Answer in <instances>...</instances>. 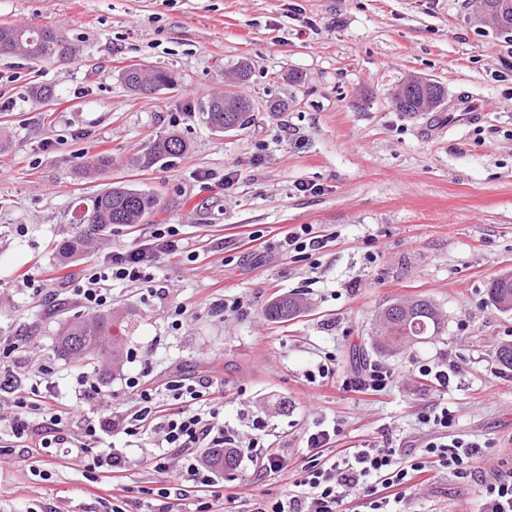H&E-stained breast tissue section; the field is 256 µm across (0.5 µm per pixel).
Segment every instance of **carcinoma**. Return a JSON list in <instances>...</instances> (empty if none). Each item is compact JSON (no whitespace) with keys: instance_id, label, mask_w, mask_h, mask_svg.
<instances>
[{"instance_id":"carcinoma-1","label":"carcinoma","mask_w":512,"mask_h":512,"mask_svg":"<svg viewBox=\"0 0 512 512\" xmlns=\"http://www.w3.org/2000/svg\"><path fill=\"white\" fill-rule=\"evenodd\" d=\"M490 8L494 17L493 28L501 34H512V0H466L465 9L471 13L476 6ZM76 47L69 44L54 30L32 25L0 24V56L20 57L32 62L63 61L72 58ZM119 77L127 89L137 95H157L173 92L179 78L163 68H146L132 64L122 68ZM447 94L443 86L424 87L401 82L392 93V102L399 112L417 115L445 103ZM257 106L245 93L230 91L216 94L197 104L201 120L217 131L240 129L248 124L250 113ZM187 151L186 142L177 134L156 137L149 147L127 160L136 169L152 168L162 161L177 158ZM112 166V157L104 152L85 157L82 173L90 174ZM158 198L153 193L137 189L122 181L112 183L86 204L85 219L76 220V231L59 247L66 259L85 252L98 236L112 231V226L141 224L155 208ZM489 302L502 312H512V274H503L491 280L487 288ZM304 309L303 298L296 293L280 295L265 307L268 319L287 322L297 318ZM380 329L374 337V348L385 354L396 353L415 344H422L440 333L443 323L436 306L427 298L405 302L401 309L393 304L382 310ZM126 331L122 323L112 319V313L100 312L84 318L75 315L63 318L59 324L55 344L57 354L63 359L76 358L82 362L106 357L118 360L123 356L119 345L106 346L107 337L114 338L113 329ZM209 461L218 468L232 470L237 464V453L229 448H214L207 453Z\"/></svg>"}]
</instances>
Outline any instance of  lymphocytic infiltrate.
I'll use <instances>...</instances> for the list:
<instances>
[{"instance_id": "1", "label": "lymphocytic infiltrate", "mask_w": 512, "mask_h": 512, "mask_svg": "<svg viewBox=\"0 0 512 512\" xmlns=\"http://www.w3.org/2000/svg\"><path fill=\"white\" fill-rule=\"evenodd\" d=\"M183 253L175 225H156L149 238L137 246L112 252L90 267L73 282L70 292L88 311H98L112 299L110 284L139 282L144 268L158 258ZM31 378L29 390L17 398L18 412L9 421L13 442L23 453L58 448L69 458L83 460L89 470L111 474L117 481L132 469L135 460L128 448L99 447L101 432L117 427L129 438L155 436L163 448L150 454L149 463L154 469H167L168 451L177 449L187 481L157 492L150 502V512H173V502L188 499L193 502L192 512H233L236 493L214 491L211 470L203 460L205 449L238 445V428L224 420L220 399L224 389L218 383L203 376L175 381L177 396L186 406L168 414L159 407L156 387L132 376L126 386L135 398L134 407L121 417L96 422L83 419L79 404L52 407L51 391L42 388L43 372H34ZM78 420L85 423L84 436L74 443L69 425ZM419 421L430 428L432 435L409 453L367 445L332 456L328 450L340 433L339 427L307 430L303 439L310 464L302 466L287 496L263 501L256 512H406L414 490L433 470L471 478L470 462L481 453L483 444L456 435L455 410L438 406L422 414ZM359 493L365 503L356 509L352 501Z\"/></svg>"}]
</instances>
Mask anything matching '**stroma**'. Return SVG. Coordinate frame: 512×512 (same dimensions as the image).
Returning <instances> with one entry per match:
<instances>
[{"mask_svg":"<svg viewBox=\"0 0 512 512\" xmlns=\"http://www.w3.org/2000/svg\"><path fill=\"white\" fill-rule=\"evenodd\" d=\"M464 14V0H0V23L49 27L79 49L67 63L0 57V104H10L0 107V372L15 370L9 347L19 344L46 369L54 396L72 402L78 374L92 369L99 393L84 409L94 420L130 409L128 377L147 376L171 412L181 403L169 381L212 377L224 386L225 421L262 416L285 456L280 473L239 487L242 512L291 490L315 424H341L338 451L410 449L426 437L419 413L439 404L456 410L460 433L486 442L473 469L493 478L512 463V372L494 357L512 342V313L487 298L490 280L512 272V39ZM243 58L253 64L244 91L261 109L239 131L211 130L194 108L223 91L225 67ZM131 63L169 69L182 86L158 99L132 94L118 78ZM410 75L452 97L471 93L480 117L452 127L447 104L414 117L396 111L391 94ZM39 84L53 88L50 105L31 98ZM269 100L284 110H264ZM171 132L187 154L146 172L127 168ZM98 152L111 155V168L78 179ZM116 181L156 192L159 206L59 262L54 243L72 231L79 203ZM158 224L176 225L192 257L162 259L151 284H114L111 308L131 328L119 366L58 357V322L46 313L67 297V281ZM298 224L328 240L308 260L247 238L258 231L271 243ZM46 272L47 293L28 288ZM289 293L302 294L305 313L268 320L267 302ZM420 296L442 314L441 333L392 357L374 351L381 309ZM218 299L242 300L243 314H216ZM328 353L333 377L308 386L306 371ZM419 362L456 373L440 387L420 378ZM377 363L394 372L387 392L351 391ZM154 450L141 440L139 464L115 494L111 478L78 462H46L36 475L13 457L0 466V512H112L116 503L147 512L148 489L184 479L178 466L146 463ZM478 495L475 481L441 472L409 508L476 512Z\"/></svg>","mask_w":512,"mask_h":512,"instance_id":"stroma-1","label":"stroma"}]
</instances>
